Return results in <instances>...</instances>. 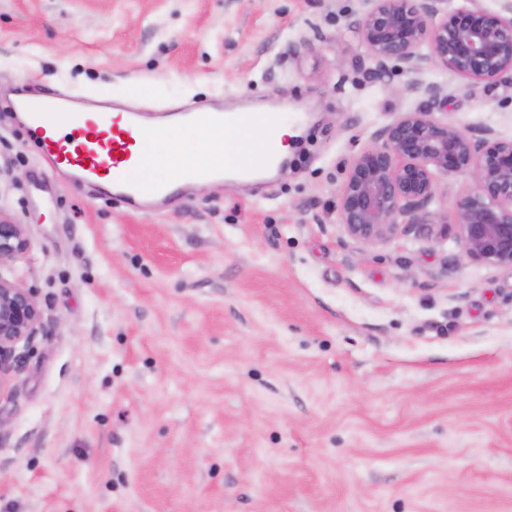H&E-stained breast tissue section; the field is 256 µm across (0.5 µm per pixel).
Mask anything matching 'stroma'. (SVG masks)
<instances>
[{"instance_id":"1","label":"stroma","mask_w":512,"mask_h":512,"mask_svg":"<svg viewBox=\"0 0 512 512\" xmlns=\"http://www.w3.org/2000/svg\"><path fill=\"white\" fill-rule=\"evenodd\" d=\"M358 0H0V276L43 329L0 389V512H512V269L432 231L339 223L352 157L419 107L372 78ZM439 118L512 139V80L442 67ZM287 105L288 170L128 211L49 170L10 105ZM28 244L24 225L15 224L0 212V267L24 254Z\"/></svg>"}]
</instances>
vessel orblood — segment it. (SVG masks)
<instances>
[{"mask_svg": "<svg viewBox=\"0 0 512 512\" xmlns=\"http://www.w3.org/2000/svg\"><path fill=\"white\" fill-rule=\"evenodd\" d=\"M13 107L26 114L27 125L39 138L42 157L49 168L71 169L92 184L109 179L108 199L136 209L175 205L171 180L144 181L131 173L134 166L150 162L140 142L154 135L155 130L144 125L142 114L128 112L115 118L102 103L77 96L63 98L50 89L35 100H16ZM58 116L71 126V136L56 135L53 120ZM161 119L166 125L174 122L183 126H220L224 111L210 103L193 112L174 108L162 113Z\"/></svg>", "mask_w": 512, "mask_h": 512, "instance_id": "b4317fda", "label": "vessel or blood"}]
</instances>
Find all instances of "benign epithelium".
Instances as JSON below:
<instances>
[{
  "mask_svg": "<svg viewBox=\"0 0 512 512\" xmlns=\"http://www.w3.org/2000/svg\"><path fill=\"white\" fill-rule=\"evenodd\" d=\"M468 2L450 10L448 0H360L353 28L373 63L368 72L381 77L388 62L398 61L414 73L433 63L468 83L512 77V0H503L498 12ZM409 89L426 104L399 113L350 161L339 190L345 233L370 244L402 226L429 225L436 174L470 175L473 186L455 203L464 258L512 268V139L434 118L433 111L448 105L437 83L417 79ZM27 248L24 225L0 215V265ZM41 325L33 294L0 276V387L22 369L18 347L30 346Z\"/></svg>",
  "mask_w": 512,
  "mask_h": 512,
  "instance_id": "benign-epithelium-1",
  "label": "benign epithelium"
}]
</instances>
